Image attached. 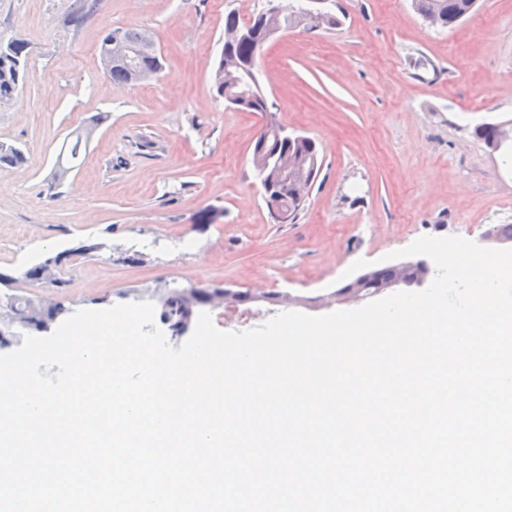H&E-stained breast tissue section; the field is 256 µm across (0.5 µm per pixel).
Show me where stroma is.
Listing matches in <instances>:
<instances>
[{"instance_id": "35a3bbf8", "label": "stroma", "mask_w": 512, "mask_h": 512, "mask_svg": "<svg viewBox=\"0 0 512 512\" xmlns=\"http://www.w3.org/2000/svg\"><path fill=\"white\" fill-rule=\"evenodd\" d=\"M0 0V43L19 39L28 76L0 103V272L69 250L60 294L71 309L149 300L158 282L188 289L327 295L423 235L482 243L512 224V161L474 134L512 119V0H478L447 28L412 0H325L333 30L272 40L258 69L288 131L313 138L322 169L296 223L274 224L250 164L262 118L213 89L224 14L268 0ZM149 30L159 78H105L101 39ZM108 113L60 187L61 146ZM195 238L180 252L172 238ZM102 242L92 257L82 245ZM142 253L135 261L134 253Z\"/></svg>"}]
</instances>
